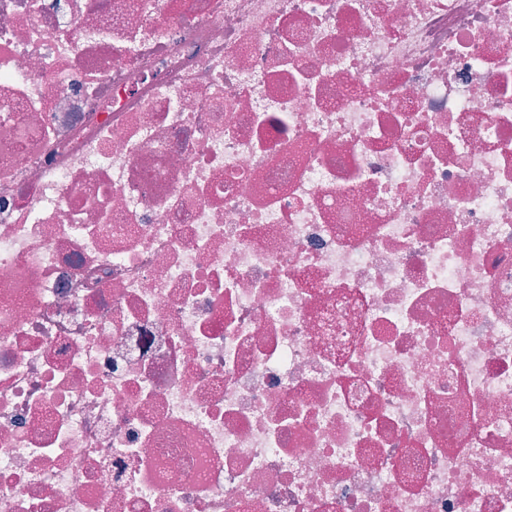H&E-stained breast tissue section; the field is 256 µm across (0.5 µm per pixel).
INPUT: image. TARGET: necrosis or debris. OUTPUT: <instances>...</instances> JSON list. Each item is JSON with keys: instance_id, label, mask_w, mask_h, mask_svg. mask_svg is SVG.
Returning <instances> with one entry per match:
<instances>
[{"instance_id": "4bbe7bcc", "label": "necrosis or debris", "mask_w": 512, "mask_h": 512, "mask_svg": "<svg viewBox=\"0 0 512 512\" xmlns=\"http://www.w3.org/2000/svg\"><path fill=\"white\" fill-rule=\"evenodd\" d=\"M0 512H512V0H0Z\"/></svg>"}]
</instances>
